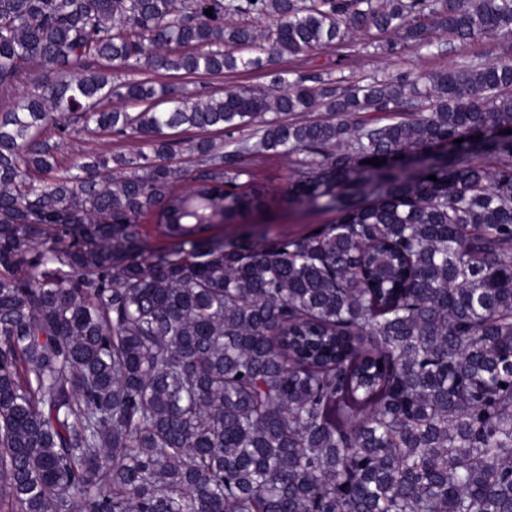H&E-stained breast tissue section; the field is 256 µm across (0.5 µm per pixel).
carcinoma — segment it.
Here are the masks:
<instances>
[{
  "label": "carcinoma",
  "instance_id": "carcinoma-1",
  "mask_svg": "<svg viewBox=\"0 0 512 512\" xmlns=\"http://www.w3.org/2000/svg\"><path fill=\"white\" fill-rule=\"evenodd\" d=\"M354 31L506 49L274 95L147 77ZM34 63L0 113V512H512V0H0V95ZM70 116L137 152L61 166ZM270 157L334 222L212 238Z\"/></svg>",
  "mask_w": 512,
  "mask_h": 512
}]
</instances>
